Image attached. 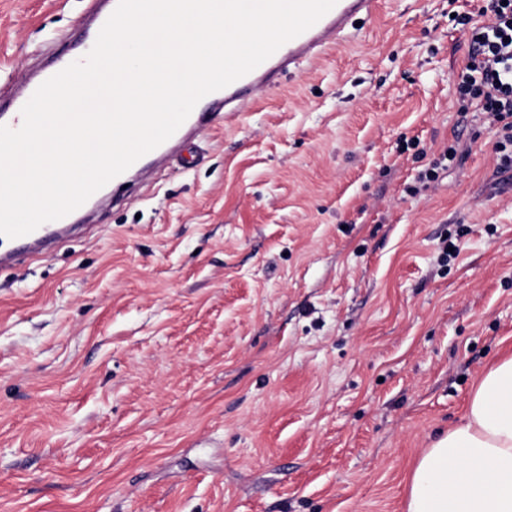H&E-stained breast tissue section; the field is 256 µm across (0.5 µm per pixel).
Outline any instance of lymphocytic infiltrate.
<instances>
[{"label": "lymphocytic infiltrate", "instance_id": "f902f5d3", "mask_svg": "<svg viewBox=\"0 0 512 512\" xmlns=\"http://www.w3.org/2000/svg\"><path fill=\"white\" fill-rule=\"evenodd\" d=\"M489 11L485 23L460 17L469 55L452 81L458 112H484L495 129L493 149L507 168L512 166V0H490Z\"/></svg>", "mask_w": 512, "mask_h": 512}]
</instances>
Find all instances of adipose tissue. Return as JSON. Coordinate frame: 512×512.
<instances>
[{
  "label": "adipose tissue",
  "instance_id": "ef3b65f1",
  "mask_svg": "<svg viewBox=\"0 0 512 512\" xmlns=\"http://www.w3.org/2000/svg\"><path fill=\"white\" fill-rule=\"evenodd\" d=\"M407 512H512V355L482 377L465 422L415 464Z\"/></svg>",
  "mask_w": 512,
  "mask_h": 512
}]
</instances>
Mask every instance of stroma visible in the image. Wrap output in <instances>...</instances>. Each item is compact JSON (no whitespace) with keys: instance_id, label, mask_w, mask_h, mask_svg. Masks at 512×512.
I'll return each mask as SVG.
<instances>
[{"instance_id":"35a3bbf8","label":"stroma","mask_w":512,"mask_h":512,"mask_svg":"<svg viewBox=\"0 0 512 512\" xmlns=\"http://www.w3.org/2000/svg\"><path fill=\"white\" fill-rule=\"evenodd\" d=\"M485 4L378 0L191 166L0 272V512H405L512 355V167L452 82ZM88 8L0 0L1 97L58 38L90 51ZM457 150L453 145L448 146L430 165L418 175V182L427 187L428 184L436 182L440 177V172L448 169L447 161H453L456 158ZM446 161V164H445Z\"/></svg>"}]
</instances>
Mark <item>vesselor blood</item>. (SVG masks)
Returning <instances> with one entry per match:
<instances>
[{
  "label": "vessel or blood",
  "instance_id": "1",
  "mask_svg": "<svg viewBox=\"0 0 512 512\" xmlns=\"http://www.w3.org/2000/svg\"><path fill=\"white\" fill-rule=\"evenodd\" d=\"M378 0H337L334 7L312 27L299 36L283 44L273 55L248 74L229 86L205 96L206 112H194L178 130L164 143L150 151L148 158L138 159L123 174L124 179H132L142 173L148 162L167 163L179 157L183 144L193 140L196 133L203 130L207 118L222 117L225 122H233L239 113L244 112L257 93L278 86L284 72L298 70L305 63L319 57L328 47L344 40L356 19L373 16ZM68 53H58L53 63L44 69L40 80L49 79L71 64ZM40 80L27 82L22 96L1 105L0 125L12 129L20 128L23 122L21 109L27 99L34 94ZM78 229L72 216L41 224L31 233L14 238L13 249L2 251L5 237L0 236V268L16 264L20 254L36 255L47 249L53 242L74 234Z\"/></svg>",
  "mask_w": 512,
  "mask_h": 512
}]
</instances>
